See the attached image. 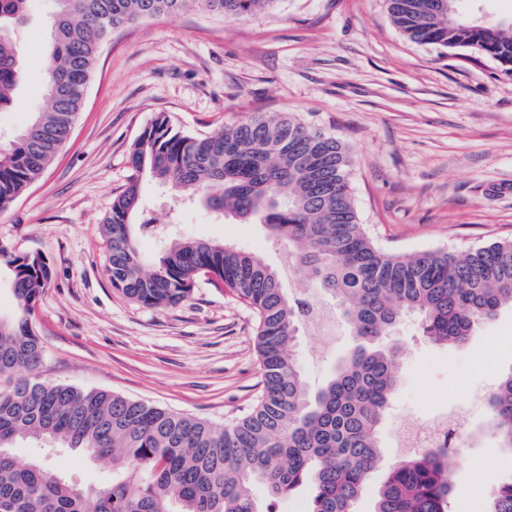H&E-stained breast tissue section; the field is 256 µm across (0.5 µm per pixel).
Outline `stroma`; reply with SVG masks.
Listing matches in <instances>:
<instances>
[{"label":"stroma","mask_w":512,"mask_h":512,"mask_svg":"<svg viewBox=\"0 0 512 512\" xmlns=\"http://www.w3.org/2000/svg\"><path fill=\"white\" fill-rule=\"evenodd\" d=\"M54 0H30L16 38L25 57L18 108L0 112V138L47 105L45 72ZM192 134L253 113H290L339 139L352 158L359 220L383 249L458 252L512 239V75L472 49L408 39L388 0H276L252 20L190 9L113 29L103 41L70 137L40 180L0 212V244L53 268L32 324L41 380L108 390L214 423L242 415L259 392L254 315L230 289L203 283L181 304L142 307L105 269L103 218L133 171L132 145L156 113ZM146 215L165 237H141L146 261L163 238L219 240L271 266L282 246L261 226L194 203L142 177ZM398 390L383 431V463L365 485L367 512L400 460L403 427L439 412H470L468 439L451 461V512H485L496 482L512 478V450L484 432L482 403L512 370V308L462 346H439L405 322ZM351 337L303 328L298 354L322 385ZM86 485L112 479L68 452L17 448Z\"/></svg>","instance_id":"stroma-1"}]
</instances>
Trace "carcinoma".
Here are the masks:
<instances>
[{
    "label": "carcinoma",
    "instance_id": "cac0c4a2",
    "mask_svg": "<svg viewBox=\"0 0 512 512\" xmlns=\"http://www.w3.org/2000/svg\"><path fill=\"white\" fill-rule=\"evenodd\" d=\"M28 0H0V111L18 105L22 70L9 29ZM48 108L0 148V209L40 179L64 147L100 44L116 27L190 6L231 20L255 18L276 0H55ZM457 0H389L394 24L413 42L468 47L512 72V21L482 28L456 15ZM130 163L177 196L263 225L285 248V266L328 296L356 346L324 385L309 389L297 357L312 302L290 295L260 256L233 245L175 239L152 264L142 257L139 178L104 219L112 287L145 308L175 306L201 279L230 289L254 314L261 388L247 413L217 424L104 390L46 383L35 370L43 345L29 316L52 279L41 255L0 245L18 314L0 317V512H275L305 490L309 512H355L382 462V429L397 391L401 349L391 336L416 317L430 342L459 345L512 307V240L466 251L392 254L358 221L351 157L336 137L297 117L253 114L205 136L179 131L160 113L133 144ZM486 431L512 449V371L485 397ZM38 441L112 468V483L82 487L13 448ZM454 439L403 455L370 512H449ZM265 487L262 507L252 487ZM487 512H512V481L497 485Z\"/></svg>",
    "mask_w": 512,
    "mask_h": 512
}]
</instances>
